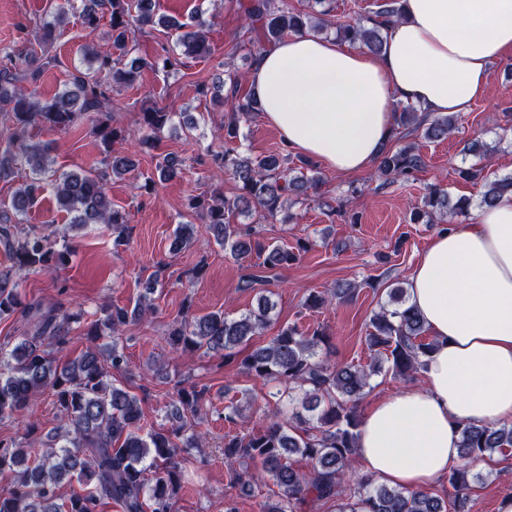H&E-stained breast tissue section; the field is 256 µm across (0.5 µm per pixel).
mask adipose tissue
I'll return each mask as SVG.
<instances>
[{
	"label": "adipose tissue",
	"instance_id": "adipose-tissue-1",
	"mask_svg": "<svg viewBox=\"0 0 512 512\" xmlns=\"http://www.w3.org/2000/svg\"><path fill=\"white\" fill-rule=\"evenodd\" d=\"M380 52L310 32L253 64L260 120L298 154L344 174L371 169L394 130V109L469 111L490 67L512 50V0H401ZM408 303L434 341L424 384L364 415L363 472L419 489L462 466L459 424H512V193L445 226L419 255Z\"/></svg>",
	"mask_w": 512,
	"mask_h": 512
}]
</instances>
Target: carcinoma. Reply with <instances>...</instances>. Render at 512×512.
<instances>
[{"label": "carcinoma", "instance_id": "1", "mask_svg": "<svg viewBox=\"0 0 512 512\" xmlns=\"http://www.w3.org/2000/svg\"><path fill=\"white\" fill-rule=\"evenodd\" d=\"M240 12L242 29L251 49L249 61L269 50L286 36L305 31L330 32L336 39L377 53L385 41L384 22L399 17L397 0H381L375 17L334 22L331 0H307L300 8L290 0H228ZM109 16L112 44L118 51L91 50L89 61L97 65L92 76L80 68L70 74L69 88L49 101L37 98L35 85L53 63L48 48L65 11L47 13L34 21V45L0 66V182H12L21 170L29 177L15 188L10 210H0V247L13 265L0 271V318L16 314L34 318V332L15 345H0V419L18 418L33 404L36 396L48 391L54 397L60 428L47 435L60 441L40 456L13 440L0 439V474L10 477L0 489V512H99L103 503H112L119 512H174L184 463L192 452L204 454L206 437L195 429L193 419L208 407L207 389L195 385H175L167 418L170 427L157 430L145 421L139 397L127 388L107 382L108 370L124 371L127 359L117 343L92 346L78 356L59 364L49 347L64 349L69 324L81 313L41 302H26L13 281V270L53 272L69 262L70 252L60 246L53 233L24 229L22 224L38 204L47 182H52L58 207L71 214V224H107L123 238L128 230L125 215L112 206L107 177H119L135 168L130 154H114L104 159L106 170L92 167L57 173L48 166L50 143L34 142L26 136L28 127L69 132L83 122L104 149L126 138V131L112 125V96L116 87L135 84L145 67L178 72L180 58H206L212 54L207 39L204 13L193 23L164 19L155 13V0H85L80 18L85 30L97 29L100 19ZM161 25L176 31L178 53H166L153 62L126 57L135 50V35L147 27ZM229 86L226 101L231 113L224 120V142L241 137V122L256 116L259 106L251 93L240 94L239 77L230 72L219 80L217 89ZM397 125L421 132L427 140H444L454 132L453 116L425 120L418 109L405 105L396 109ZM174 113L160 107L142 112L141 143L154 145V138L169 124ZM495 151L477 140L466 144V152L477 162L457 170L461 179L482 187L479 206L491 207L498 198L512 192V176L492 181L484 175L479 161ZM213 164L231 172L238 193L232 197L198 195L190 208L206 219L215 240L240 258L264 256L263 265L287 266L296 254L280 245L259 240L252 224H228V216L254 211L275 219L290 205L299 204L314 189L319 177L307 176L314 169L308 160L289 166L288 155L273 152L256 158L242 156L232 149L209 152ZM426 166L419 149L405 145L385 147L376 163L382 185L409 179ZM183 160L169 153L156 165L157 178L140 186L151 194L159 184L181 177ZM472 199H453L444 189L429 187L421 201L412 207L411 221L441 224L447 217L466 215ZM196 241L195 225L180 224L174 232L173 248L180 250ZM357 285L339 281L324 295L311 294L306 306L319 309L331 301L354 299ZM392 308L380 306L369 321L367 341L374 351L366 365L336 364L318 356L329 336L321 329L304 333L295 325L282 327L270 341L240 356L241 349L264 331L271 321L273 303L262 295L256 309L229 319L222 312L184 316L168 333L169 344L187 354L200 349L221 352L224 363H236L246 375L265 384L285 386L276 390L278 407L268 411L266 426L260 432L239 431L224 434V460L230 481L240 491L261 498L259 512H304L307 507L332 501L337 512H473L474 478L466 467L448 475L452 492L444 500L423 489H393L373 485L369 476L354 477L349 470L350 456L356 449L360 420L358 402L371 390V379L382 365L397 376L407 377L422 370L434 342L425 338L427 328L418 312L406 305V290L396 285L388 291ZM153 312L152 304L138 301L133 309L114 305L102 316L86 324L85 336L92 341L120 335L128 324ZM303 392L297 399L296 392ZM301 401L312 417L301 427H293L283 417L279 404ZM462 457L472 460L506 454L512 449V425L501 427L465 423L460 427ZM305 461L295 465L293 457ZM274 481L277 501L262 493L261 483L252 471L255 464ZM76 482L79 490L61 497L64 482Z\"/></svg>", "mask_w": 512, "mask_h": 512}]
</instances>
